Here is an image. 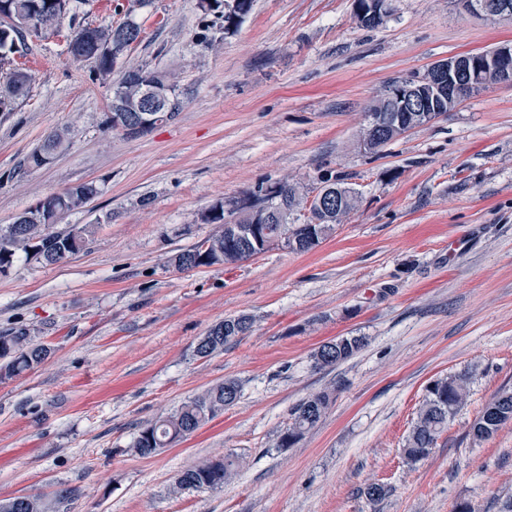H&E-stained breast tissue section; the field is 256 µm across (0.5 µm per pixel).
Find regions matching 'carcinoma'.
Masks as SVG:
<instances>
[{"mask_svg": "<svg viewBox=\"0 0 512 512\" xmlns=\"http://www.w3.org/2000/svg\"><path fill=\"white\" fill-rule=\"evenodd\" d=\"M254 0H219L224 22H231L242 13L247 15L253 8ZM8 14L27 20L25 26H12L0 21V63L9 55L18 52V45L34 34L57 28L70 11V0H6ZM141 28L133 21L114 25H78L72 26L71 36L74 48L70 55L76 60H92L96 67V76L112 89L110 112H136L142 106V83L161 81L165 76L143 66L133 67L134 73L120 72L114 76L116 67L112 54L96 51V47L108 46L115 50L124 48L126 42L140 36ZM33 77L23 69L11 70L7 78L9 106L11 111L16 101L28 95ZM64 146L63 135L59 132L48 134L42 143L26 157L29 169L44 165V157L54 155ZM100 193L94 182H85L70 186L45 197V214L38 220L27 224L0 225V266H12L14 257L22 252L46 265L59 264L80 252L88 237L96 228L94 224H85L69 231H57L55 225L60 217L82 207L89 199ZM355 207L347 204L341 215L332 217L310 232L304 225L264 224L265 237L279 238L290 234L294 236L298 247L296 253L313 250L323 240L331 236L336 225ZM210 249L201 255L202 244L177 253L172 258L174 266L181 271H189L200 266L229 264L224 251L238 260L252 257V252L243 248L238 241L229 237V232L221 231L208 238ZM252 319L246 315L229 317L214 325L195 345V355L206 358L224 344L250 332ZM367 343L364 336H338L319 346L313 354L314 366L325 368L342 363ZM50 354V348L42 342L34 341L30 330L21 327L0 333V380L11 378L42 363ZM241 387L235 380H226L207 389L203 394L184 402L172 414L161 417L145 426L133 442V448L142 456H150L160 449L187 437L206 422L213 419L224 408L234 405L240 398ZM470 394V376L466 372L439 378L429 383L426 395L416 419L406 437L402 448L405 459L418 462L430 455L441 434L448 428V422L467 402ZM331 402V392L323 390L310 393L299 400L292 408L288 427L280 431L275 447L290 448L297 444L306 433L321 420ZM512 423V390H500L485 405L479 418L470 427V435L476 441L491 438L502 427ZM234 467L232 459H218L203 462L182 471L176 479V485L184 489L215 488L224 486L223 477ZM0 512H43L42 499L29 496H17L0 500Z\"/></svg>", "mask_w": 512, "mask_h": 512, "instance_id": "cac0c4a2", "label": "carcinoma"}]
</instances>
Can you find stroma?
Returning <instances> with one entry per match:
<instances>
[{
	"label": "stroma",
	"mask_w": 512,
	"mask_h": 512,
	"mask_svg": "<svg viewBox=\"0 0 512 512\" xmlns=\"http://www.w3.org/2000/svg\"><path fill=\"white\" fill-rule=\"evenodd\" d=\"M354 0H254L225 34L199 0H71L58 29L29 37L15 66L29 95L0 112V224L64 188L100 192L57 224H93L66 262L18 258L0 274V332L23 326L51 353L0 380V500L56 496V512H500L512 497V425L469 430L512 388V84L473 94L380 152L360 145L369 107L393 82L448 57L512 44V18L462 0H390L373 29ZM134 20L121 67L174 74L177 118L126 138L105 125L111 92L72 61L70 25ZM211 35L213 48L201 46ZM69 147L22 159L50 132ZM334 176L358 193L335 233L306 253L273 248L236 265L177 271L172 257L218 230L219 200L285 180ZM251 331L210 357L198 339L224 318ZM367 345L313 368L339 336ZM469 372L470 396L430 456L401 449L435 379ZM241 396L160 452L132 444L212 385ZM331 391L318 426L276 447L291 408ZM239 460L219 488L179 490L208 459ZM388 487L369 502V483Z\"/></svg>",
	"instance_id": "1"
}]
</instances>
